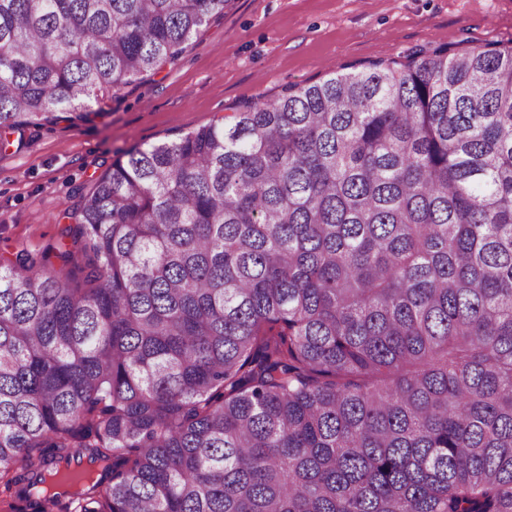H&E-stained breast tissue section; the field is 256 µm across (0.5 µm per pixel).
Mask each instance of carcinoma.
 I'll return each instance as SVG.
<instances>
[{"label": "carcinoma", "instance_id": "carcinoma-1", "mask_svg": "<svg viewBox=\"0 0 512 512\" xmlns=\"http://www.w3.org/2000/svg\"><path fill=\"white\" fill-rule=\"evenodd\" d=\"M228 0H0V129L84 122ZM0 261L10 512H512V47L133 147Z\"/></svg>", "mask_w": 512, "mask_h": 512}]
</instances>
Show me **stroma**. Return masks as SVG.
Wrapping results in <instances>:
<instances>
[{"label":"stroma","mask_w":512,"mask_h":512,"mask_svg":"<svg viewBox=\"0 0 512 512\" xmlns=\"http://www.w3.org/2000/svg\"><path fill=\"white\" fill-rule=\"evenodd\" d=\"M512 45V0H229L178 60L123 87L89 123L9 134L0 150V257L57 246L94 180L132 147L175 140L411 49Z\"/></svg>","instance_id":"35a3bbf8"}]
</instances>
